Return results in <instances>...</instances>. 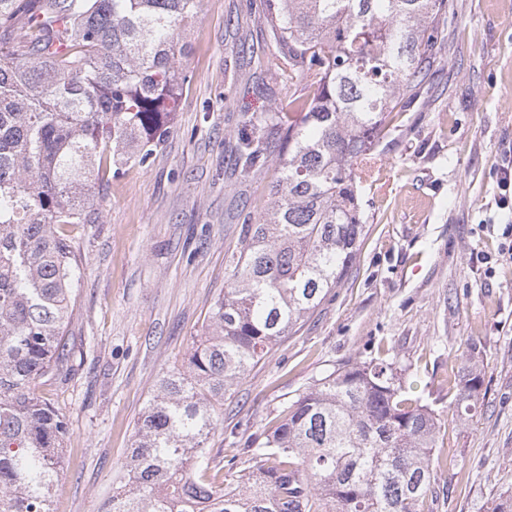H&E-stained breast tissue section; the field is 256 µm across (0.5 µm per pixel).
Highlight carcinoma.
<instances>
[{
	"mask_svg": "<svg viewBox=\"0 0 512 512\" xmlns=\"http://www.w3.org/2000/svg\"><path fill=\"white\" fill-rule=\"evenodd\" d=\"M199 0H0V512H53L65 413L39 379L67 380L79 269L63 224H89L103 182L162 143ZM452 0H268L282 78L313 88L263 113L239 151L281 176L247 215L224 295L183 371L136 423L128 482L99 512H422L440 423L384 359L345 364L291 401L221 474L208 448L224 396L348 276L388 118L436 59ZM480 368L458 374V416Z\"/></svg>",
	"mask_w": 512,
	"mask_h": 512,
	"instance_id": "obj_1",
	"label": "carcinoma"
}]
</instances>
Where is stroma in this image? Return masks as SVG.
<instances>
[{
	"label": "stroma",
	"mask_w": 512,
	"mask_h": 512,
	"mask_svg": "<svg viewBox=\"0 0 512 512\" xmlns=\"http://www.w3.org/2000/svg\"><path fill=\"white\" fill-rule=\"evenodd\" d=\"M454 5L436 62L379 146L381 186L362 195L350 274L226 394L209 440L217 458L247 447L314 380L383 358L441 423L426 512H491L512 494V260L499 253L512 211L497 186L512 161V0ZM186 40L168 136L103 185L94 223L70 232L75 372L35 387L69 418L56 512H98L124 484L138 417L202 334L244 216L266 209L279 156L239 176L246 118L313 94L279 79L266 0H201ZM472 363L484 384L461 418L452 378Z\"/></svg>",
	"instance_id": "1"
}]
</instances>
